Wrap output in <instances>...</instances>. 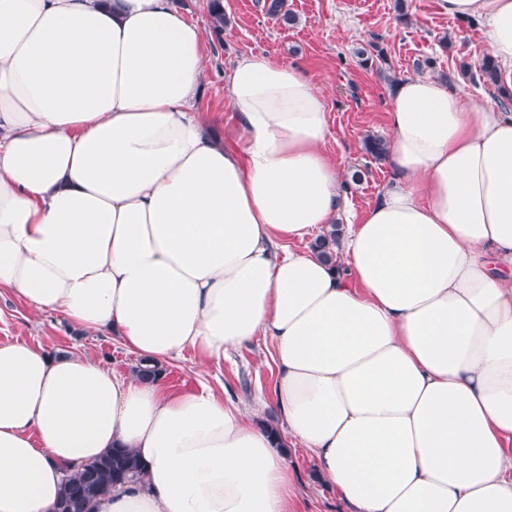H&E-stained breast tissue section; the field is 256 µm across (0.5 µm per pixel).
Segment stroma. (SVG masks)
<instances>
[{
	"instance_id": "obj_1",
	"label": "stroma",
	"mask_w": 512,
	"mask_h": 512,
	"mask_svg": "<svg viewBox=\"0 0 512 512\" xmlns=\"http://www.w3.org/2000/svg\"><path fill=\"white\" fill-rule=\"evenodd\" d=\"M294 25L268 17L261 0H224L227 23L222 35L207 36L209 59L200 79L196 108L214 122L215 134L235 132L224 83L234 58L264 53L300 68L326 95L329 134L326 152L337 161L343 179L342 205L361 214L395 178L385 161L363 149L365 137L387 139L392 78L449 76L450 85L483 99L493 93L474 84L461 66L478 69L489 50L480 24L444 14L438 0H405L408 22L397 19L395 0H288ZM449 38L441 47V38ZM381 51L373 66H363L359 50ZM23 341L51 352L88 355L120 374L132 373L138 358L119 341L85 333L57 313L36 314L10 293L0 294V343ZM271 348L258 340L204 362L193 351L163 367V383L172 393L208 385L225 402L251 410L257 398L274 399L276 367ZM294 474L293 512H347L334 489L321 480L310 453L288 451Z\"/></svg>"
}]
</instances>
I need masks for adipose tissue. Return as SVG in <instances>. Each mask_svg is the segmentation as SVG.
Instances as JSON below:
<instances>
[{
  "label": "adipose tissue",
  "instance_id": "ef3b65f1",
  "mask_svg": "<svg viewBox=\"0 0 512 512\" xmlns=\"http://www.w3.org/2000/svg\"><path fill=\"white\" fill-rule=\"evenodd\" d=\"M439 6L512 90V0ZM206 60L173 0H0V290L157 365L268 340L289 446L350 512H512V113L400 80L396 177L332 264L288 247L340 216L322 91L237 56L224 142ZM115 448L145 479L95 512H289L286 448L210 387L0 343V512H55Z\"/></svg>",
  "mask_w": 512,
  "mask_h": 512
}]
</instances>
